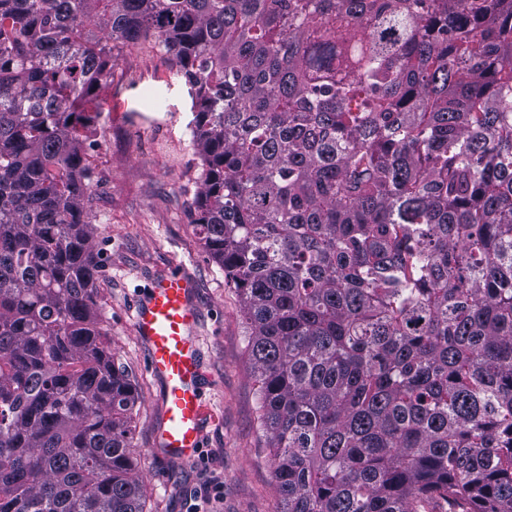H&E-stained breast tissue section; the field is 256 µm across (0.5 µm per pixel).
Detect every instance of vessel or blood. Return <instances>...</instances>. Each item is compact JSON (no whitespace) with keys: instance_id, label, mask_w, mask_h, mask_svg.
Instances as JSON below:
<instances>
[{"instance_id":"b4317fda","label":"vessel or blood","mask_w":512,"mask_h":512,"mask_svg":"<svg viewBox=\"0 0 512 512\" xmlns=\"http://www.w3.org/2000/svg\"><path fill=\"white\" fill-rule=\"evenodd\" d=\"M193 282L172 269L157 277L134 301L133 325L148 348V370L163 385L165 422L155 451L182 460L195 455L208 407L200 392L203 349Z\"/></svg>"}]
</instances>
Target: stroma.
<instances>
[{
  "instance_id": "stroma-1",
  "label": "stroma",
  "mask_w": 512,
  "mask_h": 512,
  "mask_svg": "<svg viewBox=\"0 0 512 512\" xmlns=\"http://www.w3.org/2000/svg\"><path fill=\"white\" fill-rule=\"evenodd\" d=\"M98 103L100 129L90 151L95 301L105 344L139 394L132 444L145 512H187L190 497L212 476L223 483L220 499L201 501L202 512H278L239 296L190 224L201 162L192 145L189 87L149 40L115 49ZM177 266L197 284L204 398L213 409L197 454L184 462L153 450L164 422L162 387L146 370L147 347L132 322L136 296Z\"/></svg>"
}]
</instances>
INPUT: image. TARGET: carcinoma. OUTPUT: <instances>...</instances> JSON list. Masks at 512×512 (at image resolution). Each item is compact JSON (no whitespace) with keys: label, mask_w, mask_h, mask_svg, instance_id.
I'll return each instance as SVG.
<instances>
[{"label":"carcinoma","mask_w":512,"mask_h":512,"mask_svg":"<svg viewBox=\"0 0 512 512\" xmlns=\"http://www.w3.org/2000/svg\"><path fill=\"white\" fill-rule=\"evenodd\" d=\"M150 38L280 512H512V0H0V512H144L89 149Z\"/></svg>","instance_id":"carcinoma-1"}]
</instances>
